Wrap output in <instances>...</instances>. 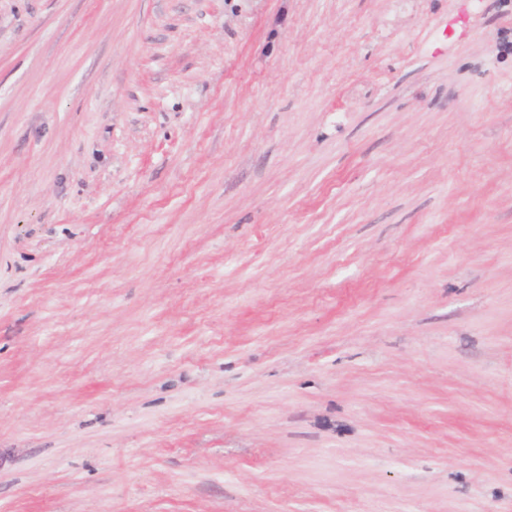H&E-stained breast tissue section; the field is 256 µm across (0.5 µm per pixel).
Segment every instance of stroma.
I'll return each mask as SVG.
<instances>
[{
	"label": "stroma",
	"mask_w": 512,
	"mask_h": 512,
	"mask_svg": "<svg viewBox=\"0 0 512 512\" xmlns=\"http://www.w3.org/2000/svg\"><path fill=\"white\" fill-rule=\"evenodd\" d=\"M0 512H512V0H0Z\"/></svg>",
	"instance_id": "35a3bbf8"
}]
</instances>
